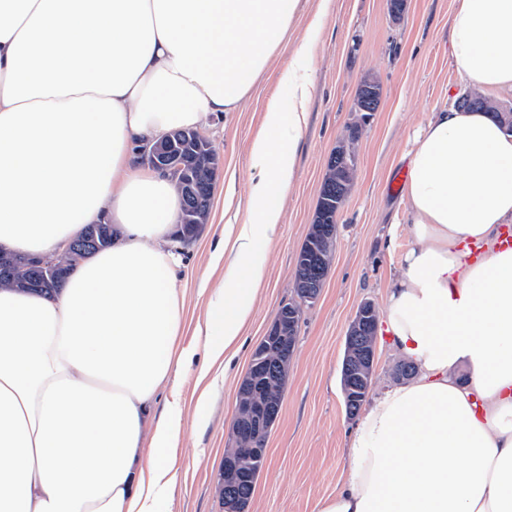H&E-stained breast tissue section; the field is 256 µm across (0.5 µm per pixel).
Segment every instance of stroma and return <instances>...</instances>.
<instances>
[{
	"instance_id": "1",
	"label": "stroma",
	"mask_w": 512,
	"mask_h": 512,
	"mask_svg": "<svg viewBox=\"0 0 512 512\" xmlns=\"http://www.w3.org/2000/svg\"><path fill=\"white\" fill-rule=\"evenodd\" d=\"M318 6L319 0H299L288 42L255 91L237 112L213 116L205 128L221 167L236 172L237 200L247 198L249 148L261 128L265 103L272 96L288 102L280 73L293 63L294 49ZM454 7L455 0H407L395 19L386 0H332L310 60L313 87L296 156L297 178L282 201V227L269 250L267 283L244 330L238 360L228 378L213 384L212 410L204 423L195 417L201 391L196 369L170 382L153 406L154 413H161L173 396L183 406L171 450L179 472L171 512H222L219 478L239 384L279 306L294 295L296 258L313 221L329 158L355 125L357 168L339 214L333 259L319 298L302 314L280 419L269 436L249 512H318L319 503L344 479L345 448L357 424L345 410L340 383L346 335L362 303L382 308L408 245L406 204L390 185L409 166L418 128L468 89L451 66ZM369 76L379 82L382 99L378 111L365 117L352 105L360 82ZM224 191V177L216 175L208 220L180 248L187 344L193 343L195 326L205 321L214 289L224 279L223 267L211 260L212 243L224 229ZM204 278L209 281L205 288L200 285Z\"/></svg>"
}]
</instances>
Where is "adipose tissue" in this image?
<instances>
[{
    "instance_id": "ef3b65f1",
    "label": "adipose tissue",
    "mask_w": 512,
    "mask_h": 512,
    "mask_svg": "<svg viewBox=\"0 0 512 512\" xmlns=\"http://www.w3.org/2000/svg\"><path fill=\"white\" fill-rule=\"evenodd\" d=\"M298 3L0 0V248L46 256L112 218L111 247L57 294L0 289V512H170L181 408L149 409L194 356L170 247L180 198L132 148L238 111ZM320 26L281 75L291 109L266 105L245 216L213 249L226 274L200 377L229 371L265 284ZM449 39L460 78L512 94V0H456ZM409 155V246L381 326L416 374L367 408L318 512H512V134L444 108Z\"/></svg>"
}]
</instances>
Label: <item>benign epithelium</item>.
Returning a JSON list of instances; mask_svg holds the SVG:
<instances>
[{
  "label": "benign epithelium",
  "mask_w": 512,
  "mask_h": 512,
  "mask_svg": "<svg viewBox=\"0 0 512 512\" xmlns=\"http://www.w3.org/2000/svg\"><path fill=\"white\" fill-rule=\"evenodd\" d=\"M382 92L377 84L369 79L360 84L352 110L355 112H375L381 103ZM181 141L196 152H202L208 145L204 133L197 130L177 131L166 135L153 144L138 146L137 154L141 161L150 164L163 176L179 182L186 196L196 194L200 186V176L194 171L188 155L177 148L176 141ZM347 183L343 168L336 166V192L326 191L321 196V210H341L344 203L342 188ZM109 229H104L97 236H92L84 243L70 242L62 253L46 258H0V275L4 277L23 278L32 270L42 273L44 280H54L62 276L67 267L65 262L74 265L82 262L88 252L97 245V238L105 237ZM334 233L332 224H316L311 235L305 240L298 259L297 298L280 305L275 319L268 328L256 354L258 363L269 367L276 376L288 374L290 358L286 353L293 348V336L299 324L302 308L314 302L321 291L320 283L311 276L312 267L326 266L330 258L324 250L326 238ZM377 325L374 306L362 304L349 327L347 334L348 355L343 368V389L345 392H361L366 379L372 377L375 363V347L366 342L371 328ZM256 390L253 375H246L240 382L235 417L231 427L230 440L247 446L251 454L245 457L230 458L224 463V485L234 484L240 475L253 466L265 451L267 437L273 425L280 417V407L276 402L251 405L243 400Z\"/></svg>",
  "instance_id": "obj_1"
}]
</instances>
